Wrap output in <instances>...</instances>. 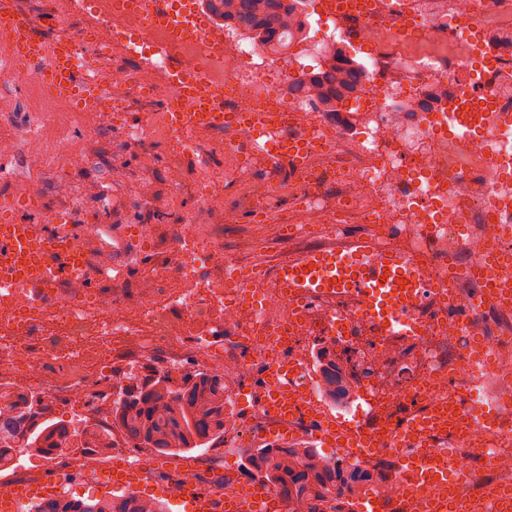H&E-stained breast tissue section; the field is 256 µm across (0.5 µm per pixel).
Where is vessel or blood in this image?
<instances>
[{"label": "vessel or blood", "mask_w": 512, "mask_h": 512, "mask_svg": "<svg viewBox=\"0 0 512 512\" xmlns=\"http://www.w3.org/2000/svg\"><path fill=\"white\" fill-rule=\"evenodd\" d=\"M126 8L141 11L145 27L165 25L173 38H181L189 24L205 26L208 10L197 4L192 17L178 12L171 0H123ZM39 22L22 12L17 0H0V59H21L37 72L44 90L80 110L108 112L112 99L103 85L82 72L72 55L79 36L58 27L52 38L38 31ZM176 97L186 101L187 110L172 106V125H217L226 132L246 126L256 134L268 135L267 154L285 156L301 162L312 138L309 133L289 130L285 120V101L279 100L263 111L228 113L224 93L201 75L178 71ZM25 203L0 202V290L43 287L46 283L74 280L94 281L103 268L90 253L69 235L64 212H51L37 220L22 217ZM485 288L504 298L512 296V259L489 251L478 268ZM277 286L288 298L311 295L358 298L365 305L367 319L385 332L413 334L416 322L409 317L411 306L420 299L428 279L417 258L403 252L379 256L366 237L349 238L331 248H313L296 254L275 273ZM266 405L281 420L288 417V370H273L265 379ZM318 439L341 437L348 448H411V455L398 460L405 482V504L419 502L422 512H460L453 489L462 482V472L451 470L447 455L437 454L427 446L426 434L436 428L432 414L408 422L403 433L384 430L375 436L363 435L354 428L340 427L335 416L319 413ZM99 484L109 492H134L142 496L159 494V482L151 471L131 467L125 458L109 461ZM435 486L434 498L416 500L414 488ZM62 480L55 471H45L41 480L23 487V499H43L61 491ZM171 498L182 512H280V502L266 488H258L248 498H225L215 487L198 485L171 490Z\"/></svg>", "instance_id": "vessel-or-blood-1"}]
</instances>
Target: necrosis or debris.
Returning <instances> with one entry per match:
<instances>
[{"label":"necrosis or debris","mask_w":512,"mask_h":512,"mask_svg":"<svg viewBox=\"0 0 512 512\" xmlns=\"http://www.w3.org/2000/svg\"><path fill=\"white\" fill-rule=\"evenodd\" d=\"M337 2L299 0L305 34L289 32L287 42L308 73L324 67L329 47L351 58L358 82L337 109L359 113L355 129L327 121L318 99L295 89L278 57L223 24L192 31L170 62H159L153 51L170 40L164 26L140 40L138 11L83 0L95 17L74 53L81 59L92 48L145 58L135 70L112 73L128 103L161 89L174 96L173 64L223 87L228 112L264 108L274 91L284 90L292 125L322 138L310 171L289 170L284 189L275 181L250 182L266 158L246 129L236 142L218 135L204 143L200 127L175 131L160 112L154 125L127 131L135 148L166 140L170 162L196 155L204 174L196 187L200 205L223 215L225 225L237 221L224 195L229 176L246 186L249 212L277 217L294 253L340 246L348 225L358 224L377 253L410 252L438 279L447 277L452 258L471 266L493 247L512 255V233L505 230L512 224V0H365V9L345 13L337 12ZM452 112L468 124L467 134L449 128ZM217 153L229 159L222 177L208 172ZM179 222V238L153 269L154 287L116 288L105 279L94 288L79 282L48 288L39 298L24 288L0 292V366L18 377L21 391L39 392L74 418L99 417L113 385L125 378L112 358L131 347L146 374L201 363L224 378L225 405L249 392L247 406L224 427L225 447L259 441L284 425L308 436L315 428L308 405H295L279 421L267 410L260 382L270 368L288 364L289 387L317 395L322 377L309 371L316 337L345 362L351 398L365 404L357 429L397 430L410 413L462 395L465 446L450 432L429 438L466 475L457 487L460 501L473 508L488 490L512 491V322L493 326L485 313L461 322L458 307L482 296L478 282L465 279L428 294L410 311L416 333L389 336L366 320L361 306L319 295L282 297L271 271L284 259L277 243L265 245L258 259L246 242L227 251L223 234L202 232L196 215H180ZM241 274L250 279L248 289L236 284ZM489 399L501 405L493 428L471 420L473 405ZM365 454L361 462L353 449L340 448L332 460L376 472L384 500L403 497L395 452Z\"/></svg>","instance_id":"1"}]
</instances>
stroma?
Listing matches in <instances>:
<instances>
[{
  "instance_id": "1",
  "label": "stroma",
  "mask_w": 512,
  "mask_h": 512,
  "mask_svg": "<svg viewBox=\"0 0 512 512\" xmlns=\"http://www.w3.org/2000/svg\"><path fill=\"white\" fill-rule=\"evenodd\" d=\"M125 126L113 124L100 112H72L42 95L37 84L0 86V136L10 134L31 144L43 142L47 163L40 173L29 174L23 155L0 161V199L18 198L35 188L37 209L31 217L58 209L72 211L78 224H99L104 232L92 249L96 263H121L128 276L146 279L158 255L178 234L173 210H193L197 200L193 175L167 163V141L155 140L145 149L129 148ZM77 141L83 160L69 164L59 143ZM154 184L151 196L138 192L142 175ZM149 228L151 250L118 247L124 227Z\"/></svg>"
}]
</instances>
